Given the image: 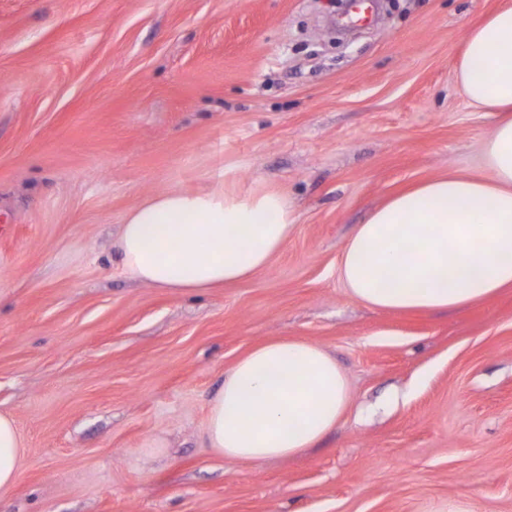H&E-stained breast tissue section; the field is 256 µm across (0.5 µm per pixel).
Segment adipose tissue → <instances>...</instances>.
Returning <instances> with one entry per match:
<instances>
[{
    "label": "adipose tissue",
    "mask_w": 512,
    "mask_h": 512,
    "mask_svg": "<svg viewBox=\"0 0 512 512\" xmlns=\"http://www.w3.org/2000/svg\"><path fill=\"white\" fill-rule=\"evenodd\" d=\"M457 78L467 98L496 112L483 146L485 177L448 175L402 191L358 225L343 249L350 297L388 311L459 308L512 286V6L469 30ZM170 191L129 211L125 268L157 288L197 292L252 277L287 245L296 215L274 187ZM350 402L335 359L303 340H269L225 374L209 403L207 447L241 462L292 457L335 429ZM24 441L0 414V491L17 481Z\"/></svg>",
    "instance_id": "1"
}]
</instances>
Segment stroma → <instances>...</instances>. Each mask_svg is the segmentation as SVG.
<instances>
[{"instance_id": "35a3bbf8", "label": "stroma", "mask_w": 512, "mask_h": 512, "mask_svg": "<svg viewBox=\"0 0 512 512\" xmlns=\"http://www.w3.org/2000/svg\"><path fill=\"white\" fill-rule=\"evenodd\" d=\"M512 0H387L347 41L332 0H0V413L24 439L0 512H512V288L383 311L339 279L398 191L483 174L497 115L456 67ZM285 190L287 246L177 293L127 272L128 211L172 190ZM273 338L350 386L302 455L232 462L208 405Z\"/></svg>"}]
</instances>
